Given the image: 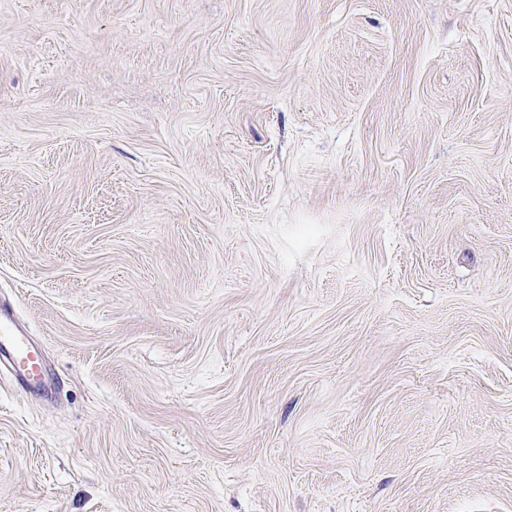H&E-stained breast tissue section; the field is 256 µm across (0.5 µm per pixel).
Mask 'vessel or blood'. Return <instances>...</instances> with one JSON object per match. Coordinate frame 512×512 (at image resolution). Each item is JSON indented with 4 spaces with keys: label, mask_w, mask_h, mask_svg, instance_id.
Instances as JSON below:
<instances>
[{
    "label": "vessel or blood",
    "mask_w": 512,
    "mask_h": 512,
    "mask_svg": "<svg viewBox=\"0 0 512 512\" xmlns=\"http://www.w3.org/2000/svg\"><path fill=\"white\" fill-rule=\"evenodd\" d=\"M45 353L17 323L12 308L0 303V373L12 386L33 390L45 377Z\"/></svg>",
    "instance_id": "1"
}]
</instances>
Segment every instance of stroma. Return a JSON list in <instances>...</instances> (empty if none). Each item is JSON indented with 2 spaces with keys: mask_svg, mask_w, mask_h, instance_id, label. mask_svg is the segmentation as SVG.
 Here are the masks:
<instances>
[{
  "mask_svg": "<svg viewBox=\"0 0 512 512\" xmlns=\"http://www.w3.org/2000/svg\"><path fill=\"white\" fill-rule=\"evenodd\" d=\"M0 512H512V0H0ZM45 353L17 323L13 309L0 303V373L7 374L11 385L33 390L44 381Z\"/></svg>",
  "mask_w": 512,
  "mask_h": 512,
  "instance_id": "stroma-1",
  "label": "stroma"
}]
</instances>
